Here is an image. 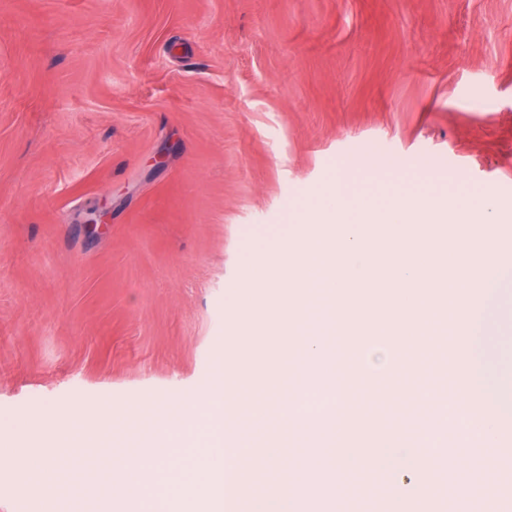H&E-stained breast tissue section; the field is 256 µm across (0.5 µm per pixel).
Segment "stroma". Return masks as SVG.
I'll return each instance as SVG.
<instances>
[{"label": "stroma", "mask_w": 512, "mask_h": 512, "mask_svg": "<svg viewBox=\"0 0 512 512\" xmlns=\"http://www.w3.org/2000/svg\"><path fill=\"white\" fill-rule=\"evenodd\" d=\"M340 180L493 201L512 261V0H0V512H52L49 406L209 387L227 283Z\"/></svg>", "instance_id": "35a3bbf8"}]
</instances>
